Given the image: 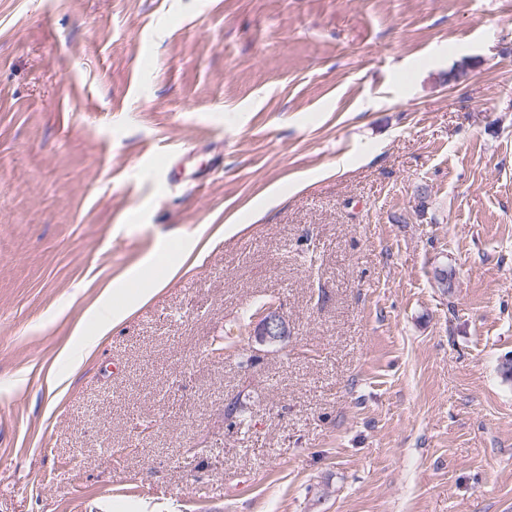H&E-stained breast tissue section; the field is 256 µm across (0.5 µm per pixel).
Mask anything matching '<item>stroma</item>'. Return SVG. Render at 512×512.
I'll return each instance as SVG.
<instances>
[{"instance_id":"1","label":"stroma","mask_w":512,"mask_h":512,"mask_svg":"<svg viewBox=\"0 0 512 512\" xmlns=\"http://www.w3.org/2000/svg\"><path fill=\"white\" fill-rule=\"evenodd\" d=\"M508 358L512 0H0V512H512ZM164 287V283L159 281L154 283L152 288H146L140 293L137 298L131 303L127 304L126 309L116 307L110 298L106 296L96 307L89 311V321L92 324L94 336H84V330L77 329L76 337L82 342L90 346L105 337L112 329V326L122 320L126 313L130 311L135 303H144L153 297ZM255 336L263 341H278L288 336V322L280 305L269 302L253 315Z\"/></svg>"}]
</instances>
